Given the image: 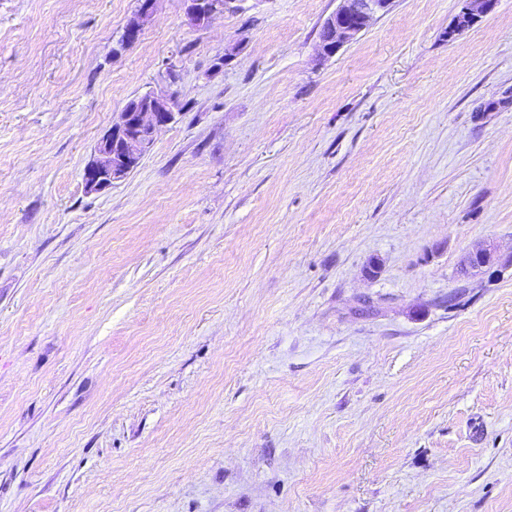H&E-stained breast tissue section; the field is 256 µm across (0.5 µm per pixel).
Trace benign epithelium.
<instances>
[{
	"instance_id": "obj_1",
	"label": "benign epithelium",
	"mask_w": 512,
	"mask_h": 512,
	"mask_svg": "<svg viewBox=\"0 0 512 512\" xmlns=\"http://www.w3.org/2000/svg\"><path fill=\"white\" fill-rule=\"evenodd\" d=\"M156 0H141L139 10L130 20L122 36V44L129 46L139 37L144 22L154 9ZM186 17L195 27H206L218 15L232 9L236 0H184ZM455 28L463 30L491 12L497 0H460ZM392 0H339L336 11L321 27L319 55H334L345 44L353 41L379 14L385 13ZM170 88L146 91L131 98L119 113L118 120L97 140L94 152L83 170V181L89 192H100L113 183L125 179L153 147L155 135L175 120L179 113L178 92L174 72L168 73ZM499 263L512 267V252L498 255L494 245L467 253L461 266L468 275H479L484 268Z\"/></svg>"
}]
</instances>
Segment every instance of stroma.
I'll use <instances>...</instances> for the list:
<instances>
[{
    "label": "stroma",
    "mask_w": 512,
    "mask_h": 512,
    "mask_svg": "<svg viewBox=\"0 0 512 512\" xmlns=\"http://www.w3.org/2000/svg\"><path fill=\"white\" fill-rule=\"evenodd\" d=\"M338 4L0 0V512H512V0ZM155 2L156 0H141L135 18L130 20L125 27L121 40L123 45L129 46L138 39L144 22L153 12ZM186 3V17L195 27H206L218 15L233 8L237 0H183ZM392 0H339L336 11L321 27L319 55H334L353 41L378 15L385 13ZM461 8L456 16V30L471 26L476 20L491 12L497 0H460ZM170 87L131 98L97 140L83 170L88 192H100L125 179L153 147L155 135L179 114V95ZM499 263L503 266L512 267V252L506 257L498 255L497 249L493 244L486 245L483 248L468 252L462 259L461 266L468 271V275H479L484 268ZM460 267V273L466 277L467 273ZM468 277V276H467Z\"/></svg>",
    "instance_id": "1"
}]
</instances>
